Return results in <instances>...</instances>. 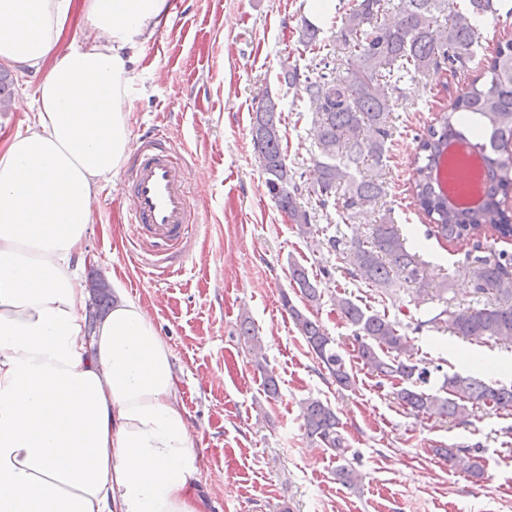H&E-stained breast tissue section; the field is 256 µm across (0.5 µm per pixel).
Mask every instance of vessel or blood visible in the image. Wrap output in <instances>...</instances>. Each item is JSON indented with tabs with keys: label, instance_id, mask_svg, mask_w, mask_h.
Returning a JSON list of instances; mask_svg holds the SVG:
<instances>
[{
	"label": "vessel or blood",
	"instance_id": "b4317fda",
	"mask_svg": "<svg viewBox=\"0 0 512 512\" xmlns=\"http://www.w3.org/2000/svg\"><path fill=\"white\" fill-rule=\"evenodd\" d=\"M128 221L139 241L155 246L184 242L191 217L188 170L176 161L159 131L145 132L125 173Z\"/></svg>",
	"mask_w": 512,
	"mask_h": 512
}]
</instances>
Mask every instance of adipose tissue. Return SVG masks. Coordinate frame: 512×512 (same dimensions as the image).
<instances>
[{"label": "adipose tissue", "instance_id": "1", "mask_svg": "<svg viewBox=\"0 0 512 512\" xmlns=\"http://www.w3.org/2000/svg\"><path fill=\"white\" fill-rule=\"evenodd\" d=\"M76 10L91 37L66 47ZM169 23L167 0H0V63L42 75L0 144V512H204L170 349L124 296L84 337L73 268Z\"/></svg>", "mask_w": 512, "mask_h": 512}]
</instances>
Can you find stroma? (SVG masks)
Instances as JSON below:
<instances>
[{"label":"stroma","instance_id":"1","mask_svg":"<svg viewBox=\"0 0 512 512\" xmlns=\"http://www.w3.org/2000/svg\"><path fill=\"white\" fill-rule=\"evenodd\" d=\"M308 0H183L147 45L132 96V136L164 128L175 159L186 163L192 222L183 245L187 259L162 281L142 265L150 247L127 222L123 177L104 186L94 203L81 278H103L112 296L138 300L173 353L180 398L200 456L197 492L205 512H512V415L491 409L465 422L414 415L394 399L389 384L355 365V390H341L309 353L281 301L293 294L289 267H306L322 288L313 315L339 349L351 352L353 329L336 309L337 295L388 313L406 327L414 357L433 368L431 387L459 372L512 382V345L468 343L427 327L438 308L428 292L444 286L453 307L480 303L471 260L512 242L452 244L429 235L413 204L412 161L419 137L438 112L482 72L485 58L512 38V0L480 17L471 59L405 78L396 92L393 134L384 162L381 213L398 224L423 262V285L378 296L349 273L332 251L333 235L365 238L372 217L342 222L303 196L314 217L301 234L276 206L253 149L251 113L263 94L278 98L289 165L311 173L318 149L309 104L284 85L282 64L308 73L317 58L299 39L310 20ZM263 338L261 357L240 338L242 316ZM279 392L269 397L264 373ZM319 398L335 408L348 441L347 462L363 475L359 487L336 477L333 452L308 439L300 404ZM472 446L484 465L474 481L449 469L436 446Z\"/></svg>","mask_w":512,"mask_h":512}]
</instances>
